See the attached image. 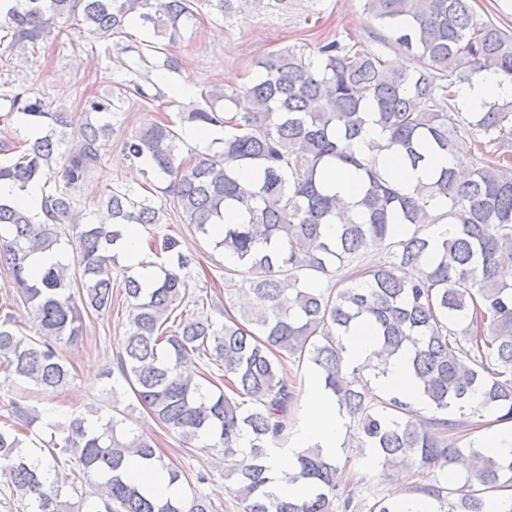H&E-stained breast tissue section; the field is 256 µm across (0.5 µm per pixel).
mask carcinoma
<instances>
[{
  "label": "carcinoma",
  "mask_w": 512,
  "mask_h": 512,
  "mask_svg": "<svg viewBox=\"0 0 512 512\" xmlns=\"http://www.w3.org/2000/svg\"><path fill=\"white\" fill-rule=\"evenodd\" d=\"M366 9L388 27L395 46L415 67L394 69L372 52L329 41L313 62L283 48L261 60L260 76L227 95L213 89L205 104L162 118L123 141L141 173L167 182L160 205L129 187L101 189L97 206L109 224L84 220L80 190L101 167L114 128V101L143 104L160 92L130 80L108 96H81V112L53 109L23 92L10 97L11 111L40 130V137L0 151V181L23 189L40 185L49 222L27 209L0 202V271L16 285V300L31 310L35 336L17 330L7 313L0 320V371L54 393L70 383L60 344L82 332L84 315L110 313L114 289L128 310L121 381L110 385L118 411L120 386L186 448L203 437L222 451L224 468L238 476L242 512H348L337 494L338 467L318 447L295 453L288 482L302 483L301 498H283L271 488L269 448L280 443L295 399L288 363L314 365L339 409L357 427L361 446L382 466L405 467L428 479L419 491L435 512H483L486 498L512 491V456L482 458L473 444L450 446L441 433L470 426L483 412L512 421V282L500 266L512 260V102L489 104L463 118L454 87L483 71L512 79V31L474 18L470 0H365ZM81 10L77 24L105 40L128 38L136 22L156 40L128 43L124 50L144 63L176 70L167 44L194 19L195 0H16L0 10V42L8 48H37L64 34L58 20ZM228 128L215 152H190L177 159V124ZM383 141L361 156L354 140L367 124ZM77 137L62 152L67 135ZM493 147L483 162L465 164L464 139ZM393 149L412 167L432 152L454 166L406 193L376 163ZM338 163L358 172L362 218H346L327 189L324 171ZM253 169L245 181L239 172ZM193 232L206 235L224 225L214 248L236 255L224 268V323L212 321L205 299L182 308L188 292V261L164 259L176 240L152 246L157 261L153 287L130 268L118 271L126 226L163 223L167 212ZM341 218L336 236L323 227ZM448 220L449 237L435 242L419 234L426 224ZM71 247L67 263L40 269L33 254ZM383 246L390 259L359 268L338 288H317V275L337 273L362 252ZM250 296L254 306L232 302ZM373 324L381 344L378 363L346 370L347 336L360 322ZM411 351L413 377L427 398L426 416L396 394L379 393L373 379L396 352ZM199 359L208 372L197 380L182 370ZM0 473L3 493L18 494L22 512H72L66 490L93 497L90 512H216L195 492L175 500L141 492L126 479L129 457L158 464L180 484L190 478L156 455L154 446L129 435L116 416L92 422L83 415L57 425L38 446L46 481L29 464L20 435L41 415L16 398L3 402ZM452 468L464 477L451 489L437 471Z\"/></svg>",
  "instance_id": "carcinoma-1"
}]
</instances>
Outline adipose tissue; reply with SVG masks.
I'll use <instances>...</instances> for the list:
<instances>
[{"instance_id": "ef3b65f1", "label": "adipose tissue", "mask_w": 512, "mask_h": 512, "mask_svg": "<svg viewBox=\"0 0 512 512\" xmlns=\"http://www.w3.org/2000/svg\"><path fill=\"white\" fill-rule=\"evenodd\" d=\"M457 101L460 109L467 112L481 111L491 102H510L512 81L492 71L482 72L471 82L461 85ZM377 162L390 169L402 187L409 191L418 182L426 180L433 170L451 165L452 160L445 154H432L423 165L413 168L390 152L384 151L379 154ZM377 385L381 389L400 395L415 407L421 408L425 405L406 357L392 360L384 373L380 374ZM309 417L308 428L298 438L300 446L305 448L316 444L325 457H336L342 450L345 417L339 410L333 394L325 388L322 379L318 377L312 382Z\"/></svg>"}]
</instances>
